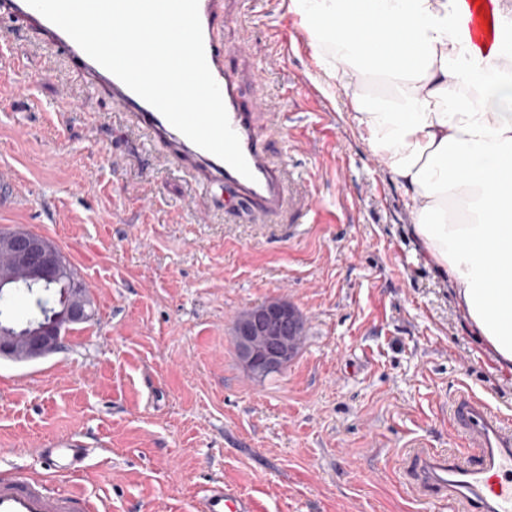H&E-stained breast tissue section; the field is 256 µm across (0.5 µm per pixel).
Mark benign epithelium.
I'll return each mask as SVG.
<instances>
[{
	"mask_svg": "<svg viewBox=\"0 0 512 512\" xmlns=\"http://www.w3.org/2000/svg\"><path fill=\"white\" fill-rule=\"evenodd\" d=\"M0 247L9 265L0 266V293L7 297L17 287L13 272L21 268L28 272L27 292L42 287L44 271L62 269L67 259L47 238L25 229L0 233ZM85 291L75 288L63 312L45 324H32L24 346H19L14 333L0 328V357L16 361H32L56 352L72 326L91 318ZM304 318L298 309L284 299H274L259 307L242 312L235 321L234 340L237 356L244 368L256 378H264L284 369L295 355V332Z\"/></svg>",
	"mask_w": 512,
	"mask_h": 512,
	"instance_id": "7a95c632",
	"label": "benign epithelium"
}]
</instances>
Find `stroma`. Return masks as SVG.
I'll return each instance as SVG.
<instances>
[{"instance_id": "1", "label": "stroma", "mask_w": 512, "mask_h": 512, "mask_svg": "<svg viewBox=\"0 0 512 512\" xmlns=\"http://www.w3.org/2000/svg\"><path fill=\"white\" fill-rule=\"evenodd\" d=\"M288 2L223 0L218 35L246 89L278 107L269 147L295 199L313 198L310 224H261L230 189L199 192L80 72L0 19V170L16 178L0 228L51 239L95 309L57 352L0 358V471L40 472L35 448L70 438L90 450L85 470L52 485L100 512H197L215 483L257 512H439L405 478L410 450L460 447L448 404L462 391L512 419V371L414 236L343 90L308 98L320 70ZM276 298L306 336L257 379L233 324Z\"/></svg>"}]
</instances>
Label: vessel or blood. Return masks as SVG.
I'll return each mask as SVG.
<instances>
[{"mask_svg":"<svg viewBox=\"0 0 512 512\" xmlns=\"http://www.w3.org/2000/svg\"><path fill=\"white\" fill-rule=\"evenodd\" d=\"M220 14L221 0H199L207 63L253 173L249 179L175 129L156 108L89 57L27 0H0L1 19L21 25L35 42L63 56L89 85L108 92L134 128L179 152L194 168L201 186L232 188L250 205L256 220L264 223L287 204V173L258 133V119L270 111L271 105L263 97L244 94L234 54L225 49L218 36L216 21ZM450 411L453 428L466 449H418L408 471L414 491L448 506L450 512H512V422L468 392L453 400ZM89 454V449L65 438L59 439L55 447L38 449L41 473L0 475V512H98L84 494L60 493L49 483L50 477L82 472ZM201 512H255V508L247 495L216 486L204 497Z\"/></svg>","mask_w":512,"mask_h":512,"instance_id":"1","label":"vessel or blood"}]
</instances>
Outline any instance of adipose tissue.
<instances>
[{
	"label": "adipose tissue",
	"instance_id": "adipose-tissue-1",
	"mask_svg": "<svg viewBox=\"0 0 512 512\" xmlns=\"http://www.w3.org/2000/svg\"><path fill=\"white\" fill-rule=\"evenodd\" d=\"M289 0L327 83L401 186L414 235L512 369V0ZM399 31L393 43L365 32ZM377 91H369V84Z\"/></svg>",
	"mask_w": 512,
	"mask_h": 512
}]
</instances>
